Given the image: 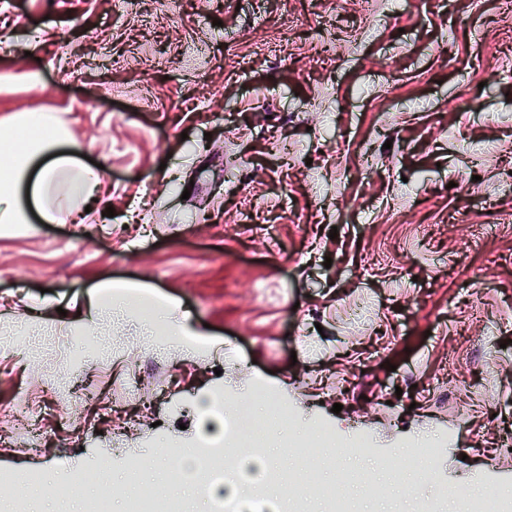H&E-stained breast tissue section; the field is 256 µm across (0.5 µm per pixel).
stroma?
Listing matches in <instances>:
<instances>
[{
    "instance_id": "stroma-1",
    "label": "stroma",
    "mask_w": 512,
    "mask_h": 512,
    "mask_svg": "<svg viewBox=\"0 0 512 512\" xmlns=\"http://www.w3.org/2000/svg\"><path fill=\"white\" fill-rule=\"evenodd\" d=\"M39 108L103 165L114 215L0 234V404L20 387L64 421L97 379L135 423L0 450V472L44 474L32 512H83L67 479L91 467L112 512L138 483L211 512L173 480L178 452L212 437L216 392L225 429L238 406L268 413L261 387L295 423L268 421V479L246 494L279 495L302 456L352 512H469L487 471L512 489L504 0H0V119ZM363 142L368 174L347 168ZM108 280L176 304L193 351L147 344L135 313L111 346L69 344ZM322 424L334 447H291ZM361 434L371 453L343 458ZM418 439L442 451L412 473L397 453Z\"/></svg>"
}]
</instances>
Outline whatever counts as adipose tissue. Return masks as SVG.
<instances>
[{
    "mask_svg": "<svg viewBox=\"0 0 512 512\" xmlns=\"http://www.w3.org/2000/svg\"><path fill=\"white\" fill-rule=\"evenodd\" d=\"M59 113H15L0 123V228L15 229L38 215L47 223L80 221L103 187V173L83 165ZM152 314L144 326L151 342L180 344L187 334L171 304L147 298Z\"/></svg>",
    "mask_w": 512,
    "mask_h": 512,
    "instance_id": "ef3b65f1",
    "label": "adipose tissue"
}]
</instances>
